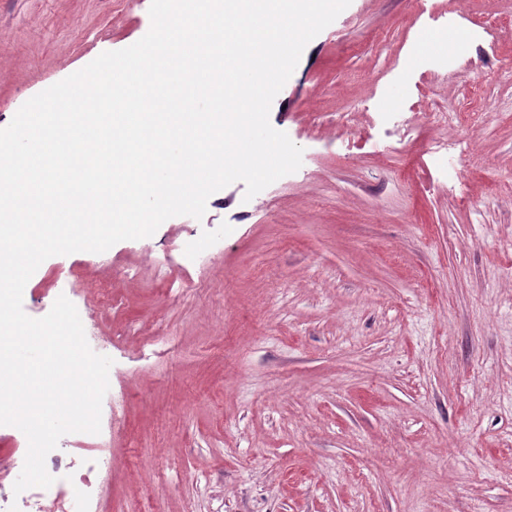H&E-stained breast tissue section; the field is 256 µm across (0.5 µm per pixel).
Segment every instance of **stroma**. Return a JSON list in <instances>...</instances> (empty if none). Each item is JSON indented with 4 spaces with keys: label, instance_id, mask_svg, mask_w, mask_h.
I'll return each mask as SVG.
<instances>
[{
    "label": "stroma",
    "instance_id": "1",
    "mask_svg": "<svg viewBox=\"0 0 512 512\" xmlns=\"http://www.w3.org/2000/svg\"><path fill=\"white\" fill-rule=\"evenodd\" d=\"M149 6L0 0V128L140 40ZM269 120L296 172L28 281L40 318L81 280L113 361L100 512H512V0H351Z\"/></svg>",
    "mask_w": 512,
    "mask_h": 512
}]
</instances>
